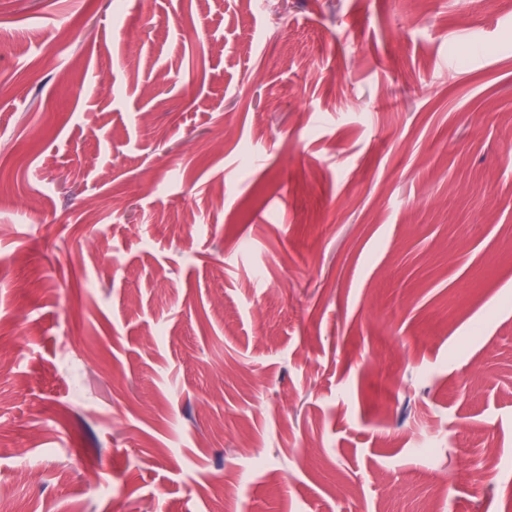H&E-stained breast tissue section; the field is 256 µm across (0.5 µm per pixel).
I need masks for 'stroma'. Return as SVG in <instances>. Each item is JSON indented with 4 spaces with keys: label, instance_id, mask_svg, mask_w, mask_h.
<instances>
[{
    "label": "stroma",
    "instance_id": "35a3bbf8",
    "mask_svg": "<svg viewBox=\"0 0 512 512\" xmlns=\"http://www.w3.org/2000/svg\"><path fill=\"white\" fill-rule=\"evenodd\" d=\"M0 256L12 512H512V0H0Z\"/></svg>",
    "mask_w": 512,
    "mask_h": 512
}]
</instances>
